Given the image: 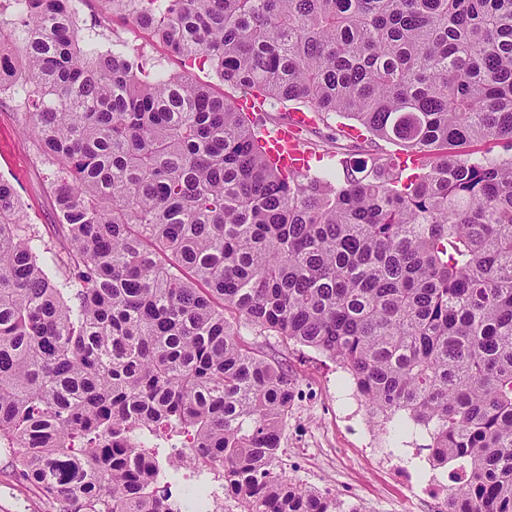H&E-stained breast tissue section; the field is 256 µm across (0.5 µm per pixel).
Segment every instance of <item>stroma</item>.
I'll return each mask as SVG.
<instances>
[{"label":"stroma","instance_id":"35a3bbf8","mask_svg":"<svg viewBox=\"0 0 512 512\" xmlns=\"http://www.w3.org/2000/svg\"><path fill=\"white\" fill-rule=\"evenodd\" d=\"M76 9L86 22L106 17L104 47L120 43L130 56H145L161 64L165 72L187 74L216 94H229V87L214 71L185 69L179 57L132 25L126 14L112 11L105 0H78ZM330 133V128L319 121L300 132L299 147L310 154L312 167L328 164L329 154L342 156L352 152V141L342 137L331 139ZM51 171L52 166L41 156L37 142L23 130L14 102L0 99V177L15 185L25 222L37 225L45 240L52 244L56 241V217L49 188ZM241 337L249 346L285 363L297 388L312 390L311 395L297 402L288 419V445L282 450L288 477L308 487L332 486L344 500L361 503L368 512H434L432 499L421 491L432 477L426 460L413 457L411 447L384 446V453L409 462L412 484H398L378 468L366 447L374 432L365 407H358L354 420H346L343 397L349 389L342 384L346 376L343 369L319 351L279 336L245 327ZM0 512H46L37 490L16 481L9 459L1 455Z\"/></svg>","mask_w":512,"mask_h":512}]
</instances>
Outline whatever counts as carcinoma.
<instances>
[{"label":"carcinoma","mask_w":512,"mask_h":512,"mask_svg":"<svg viewBox=\"0 0 512 512\" xmlns=\"http://www.w3.org/2000/svg\"><path fill=\"white\" fill-rule=\"evenodd\" d=\"M240 98L102 51L75 0H13L0 84L53 165L61 248L0 179V452L47 512H184L186 448L238 512H365L283 473L288 368L339 365L426 436L448 512H512V0H105ZM24 45L20 56L16 43ZM400 144L284 165L243 100ZM504 140L506 155L466 154Z\"/></svg>","instance_id":"1"}]
</instances>
